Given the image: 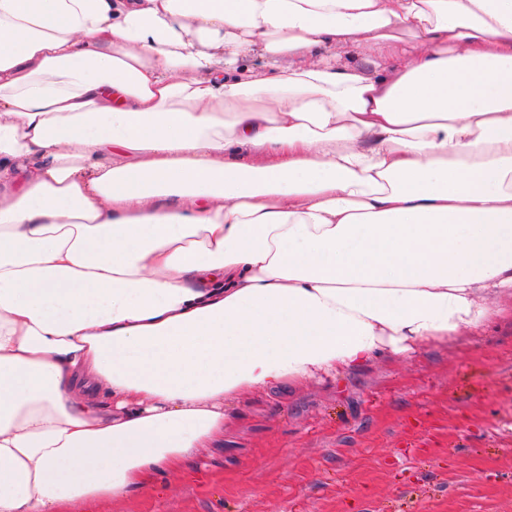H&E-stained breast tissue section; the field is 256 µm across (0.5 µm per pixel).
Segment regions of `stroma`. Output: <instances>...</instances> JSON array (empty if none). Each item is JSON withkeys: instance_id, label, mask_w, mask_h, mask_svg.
<instances>
[{"instance_id": "stroma-1", "label": "stroma", "mask_w": 512, "mask_h": 512, "mask_svg": "<svg viewBox=\"0 0 512 512\" xmlns=\"http://www.w3.org/2000/svg\"><path fill=\"white\" fill-rule=\"evenodd\" d=\"M192 468L95 512H512V315L242 393Z\"/></svg>"}]
</instances>
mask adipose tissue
I'll return each mask as SVG.
<instances>
[{"label": "adipose tissue", "instance_id": "1", "mask_svg": "<svg viewBox=\"0 0 512 512\" xmlns=\"http://www.w3.org/2000/svg\"><path fill=\"white\" fill-rule=\"evenodd\" d=\"M508 297L512 0H0V512Z\"/></svg>", "mask_w": 512, "mask_h": 512}]
</instances>
